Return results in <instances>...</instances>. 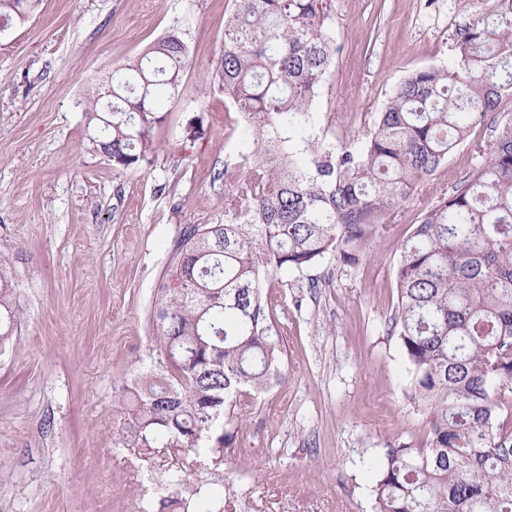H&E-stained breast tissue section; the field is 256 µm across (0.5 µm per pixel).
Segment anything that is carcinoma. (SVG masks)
Listing matches in <instances>:
<instances>
[{
  "label": "carcinoma",
  "instance_id": "carcinoma-1",
  "mask_svg": "<svg viewBox=\"0 0 512 512\" xmlns=\"http://www.w3.org/2000/svg\"><path fill=\"white\" fill-rule=\"evenodd\" d=\"M39 0H0L21 21ZM452 67L408 74L354 145L313 139V109L333 65L326 0H233L214 81L244 124L224 223L185 227L155 303L166 373L135 386L143 440L215 457L241 398L281 377L283 352L264 280L333 256L363 258L395 204L434 175L472 124L512 97V0H463ZM186 32L175 28L112 72V112L83 101L93 149L137 170L158 149L162 98L180 95ZM474 150L481 165L427 208L401 244L387 326L426 414L419 445H388L376 512H512V118ZM0 259V343L19 304Z\"/></svg>",
  "mask_w": 512,
  "mask_h": 512
}]
</instances>
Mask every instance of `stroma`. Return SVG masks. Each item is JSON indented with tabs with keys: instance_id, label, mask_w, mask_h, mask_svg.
Here are the masks:
<instances>
[{
	"instance_id": "35a3bbf8",
	"label": "stroma",
	"mask_w": 512,
	"mask_h": 512,
	"mask_svg": "<svg viewBox=\"0 0 512 512\" xmlns=\"http://www.w3.org/2000/svg\"><path fill=\"white\" fill-rule=\"evenodd\" d=\"M232 0H40L0 33V256L21 313L0 347V512H374L388 444L423 438L410 371L386 321L403 240L436 197L482 161L512 100L477 122L435 175L399 201L355 265L336 259L271 273L265 291L285 378L242 403L216 461H196L134 430L126 392L165 370L153 318L174 245L190 224L224 220L241 140L216 86ZM459 0H331L332 70L312 132L362 140L410 71L453 65ZM187 31L189 66L149 164L114 170L92 151L78 105L95 84L170 31ZM199 119L204 135L187 141ZM179 488L168 484L174 469Z\"/></svg>"
}]
</instances>
